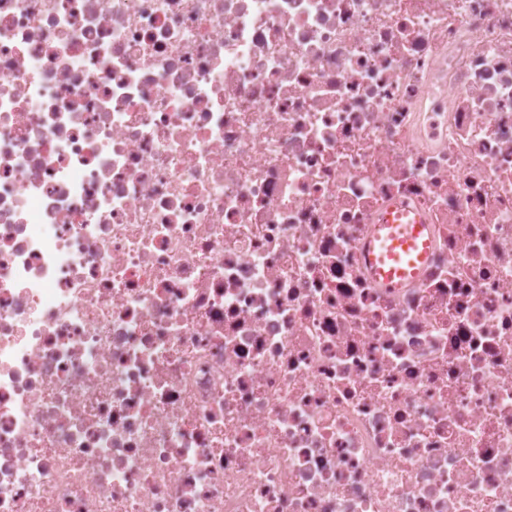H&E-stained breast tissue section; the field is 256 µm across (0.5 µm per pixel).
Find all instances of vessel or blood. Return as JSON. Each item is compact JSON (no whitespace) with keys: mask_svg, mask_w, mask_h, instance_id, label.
Here are the masks:
<instances>
[{"mask_svg":"<svg viewBox=\"0 0 512 512\" xmlns=\"http://www.w3.org/2000/svg\"><path fill=\"white\" fill-rule=\"evenodd\" d=\"M428 249L425 225L408 220L402 212L388 214L366 245L374 278L392 287L401 286L418 275Z\"/></svg>","mask_w":512,"mask_h":512,"instance_id":"b4317fda","label":"vessel or blood"}]
</instances>
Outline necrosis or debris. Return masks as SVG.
<instances>
[{"label":"necrosis or debris","mask_w":512,"mask_h":512,"mask_svg":"<svg viewBox=\"0 0 512 512\" xmlns=\"http://www.w3.org/2000/svg\"><path fill=\"white\" fill-rule=\"evenodd\" d=\"M0 512H512V0H0ZM408 215L390 212L386 224H378L376 233L367 245L366 253L376 280L399 287L414 279L427 259L429 241L425 224L418 219L406 220Z\"/></svg>","instance_id":"obj_1"}]
</instances>
